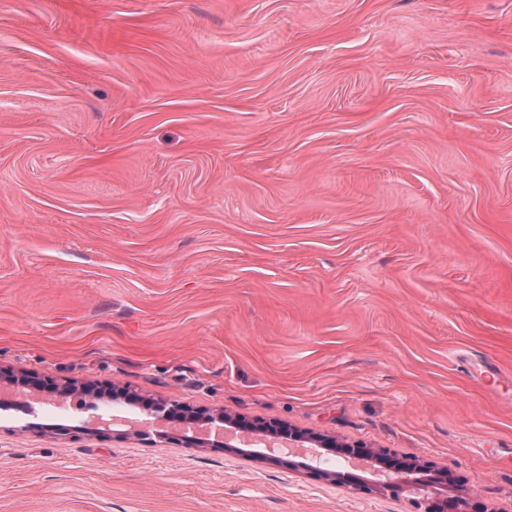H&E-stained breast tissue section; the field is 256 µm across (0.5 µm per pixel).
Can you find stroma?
Listing matches in <instances>:
<instances>
[{"label":"stroma","mask_w":512,"mask_h":512,"mask_svg":"<svg viewBox=\"0 0 512 512\" xmlns=\"http://www.w3.org/2000/svg\"><path fill=\"white\" fill-rule=\"evenodd\" d=\"M0 368L512 512V0H0ZM87 419L0 407V512H419ZM156 412L177 413L189 420L210 424L214 430H225L224 446L223 441L211 440L208 437H196L192 444L198 447H224L225 452L237 455H255L260 456L261 452L245 450L232 444L228 438V433L234 430L248 431L256 437L262 439H285L288 454H293L295 449L303 450L298 457L309 460L318 456V448L330 450L339 448L340 451L350 460H369L372 466L368 471L376 476L378 480H369L364 476L356 475L348 471L322 472L320 476L332 484L346 486L355 491H362L371 494L380 489H389L392 491H402L412 485L431 486L439 485L443 493L433 494V497L423 500L419 503L420 509L424 512H466L462 510L466 506V501L460 497L454 500H448V488L452 487V477L447 469L436 470L434 466L424 460L410 459L399 460L392 458L382 449L365 448L363 446H350L342 444L334 437L310 433L306 431L291 428L289 425L279 422H257L244 423L238 416L219 408L208 413L195 411L191 406L176 402L159 401L156 403ZM225 425V427H223ZM419 469L427 472L428 476L417 478ZM433 472V473H432Z\"/></svg>","instance_id":"1"}]
</instances>
